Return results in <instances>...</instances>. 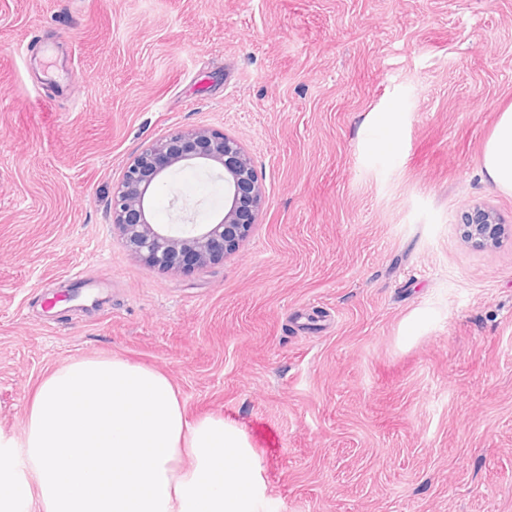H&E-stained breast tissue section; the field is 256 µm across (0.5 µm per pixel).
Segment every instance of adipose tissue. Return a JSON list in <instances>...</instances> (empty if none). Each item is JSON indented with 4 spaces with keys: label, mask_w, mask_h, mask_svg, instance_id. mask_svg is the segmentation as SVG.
I'll return each mask as SVG.
<instances>
[{
    "label": "adipose tissue",
    "mask_w": 512,
    "mask_h": 512,
    "mask_svg": "<svg viewBox=\"0 0 512 512\" xmlns=\"http://www.w3.org/2000/svg\"><path fill=\"white\" fill-rule=\"evenodd\" d=\"M484 170L512 194V108ZM254 472L241 431L188 419L166 375L84 357L40 382L21 439L0 437V512H257Z\"/></svg>",
    "instance_id": "obj_1"
}]
</instances>
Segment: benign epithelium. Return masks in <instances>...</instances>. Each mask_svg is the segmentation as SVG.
I'll return each instance as SVG.
<instances>
[{
    "instance_id": "7a95c632",
    "label": "benign epithelium",
    "mask_w": 512,
    "mask_h": 512,
    "mask_svg": "<svg viewBox=\"0 0 512 512\" xmlns=\"http://www.w3.org/2000/svg\"><path fill=\"white\" fill-rule=\"evenodd\" d=\"M194 161L213 162L224 170V214L213 224H185L174 235L150 222L146 196L166 170ZM262 200L263 187L238 140L208 128L179 130L153 141L126 166L112 192V223L148 265L198 268L243 245ZM503 231L496 212L488 207L476 205L464 215L463 237L477 247L498 245Z\"/></svg>"
}]
</instances>
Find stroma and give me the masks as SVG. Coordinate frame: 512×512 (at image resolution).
Wrapping results in <instances>:
<instances>
[{
    "mask_svg": "<svg viewBox=\"0 0 512 512\" xmlns=\"http://www.w3.org/2000/svg\"><path fill=\"white\" fill-rule=\"evenodd\" d=\"M512 0H0V434L84 356L246 435L266 512H512ZM241 141L265 191L206 267L146 264L112 188L153 140ZM219 169L167 172L174 225ZM476 204L499 245L460 232ZM81 281H69L71 271ZM484 170L499 191L512 194V108L502 112L486 144Z\"/></svg>",
    "mask_w": 512,
    "mask_h": 512,
    "instance_id": "obj_1",
    "label": "stroma"
}]
</instances>
